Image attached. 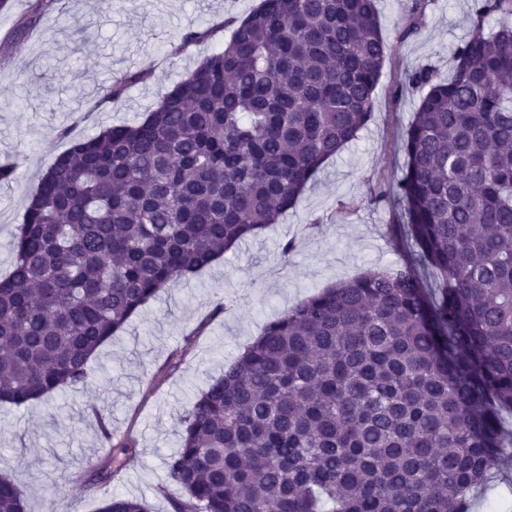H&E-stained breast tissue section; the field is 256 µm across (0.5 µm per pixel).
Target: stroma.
<instances>
[{
	"label": "stroma",
	"mask_w": 512,
	"mask_h": 512,
	"mask_svg": "<svg viewBox=\"0 0 512 512\" xmlns=\"http://www.w3.org/2000/svg\"><path fill=\"white\" fill-rule=\"evenodd\" d=\"M260 0H7L0 7V276L12 263L16 227L30 196L73 136L144 116L195 66L199 55L168 54L188 27L240 20ZM389 44L375 95L374 118L359 138L327 160L296 208L278 224L239 244L194 278L179 281L133 315L90 363L84 387L0 406V474L25 492L28 512H94L112 493L144 500L149 512H170L180 489L169 483L165 458L179 444L180 417L190 395L224 372L225 364L259 336L265 324L312 292L391 267L404 252L383 243L391 208L372 200L378 184H394L404 165L401 136L421 90L408 73L431 66L447 79L456 48L472 31L470 0H378ZM415 35L404 36L409 26ZM88 60L100 67L84 72ZM145 69L151 79L115 103L102 100L111 76ZM294 240L289 261L278 245ZM248 291L247 304L212 316L216 302ZM183 361L169 371L176 350ZM134 437L137 463L121 484L87 492L78 483L49 493L63 476L84 470L108 440Z\"/></svg>",
	"instance_id": "obj_1"
}]
</instances>
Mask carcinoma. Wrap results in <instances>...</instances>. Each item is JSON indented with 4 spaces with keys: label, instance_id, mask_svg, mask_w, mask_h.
Masks as SVG:
<instances>
[{
    "label": "carcinoma",
    "instance_id": "cac0c4a2",
    "mask_svg": "<svg viewBox=\"0 0 512 512\" xmlns=\"http://www.w3.org/2000/svg\"><path fill=\"white\" fill-rule=\"evenodd\" d=\"M448 80L429 66L375 202L416 253L300 300L191 397L172 512H469L512 412V0H471ZM191 28L178 56L215 39ZM376 0H261L146 116L71 139L30 197L0 277V404L84 386L90 360L170 284L294 208L374 117ZM111 79L105 99L145 83ZM442 282L428 287L424 271ZM127 437L86 482L133 463ZM0 512H27L0 476ZM96 512H147L114 494Z\"/></svg>",
    "mask_w": 512,
    "mask_h": 512
}]
</instances>
